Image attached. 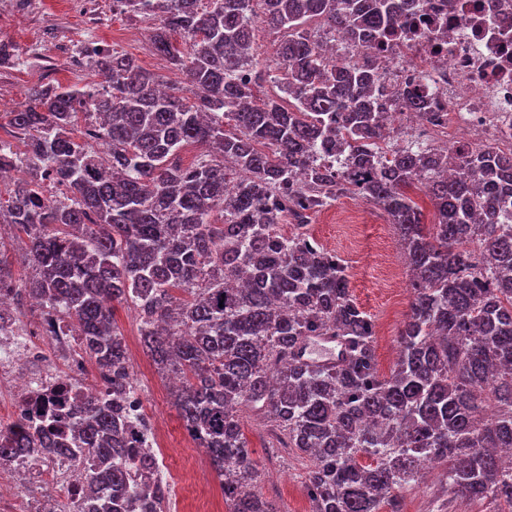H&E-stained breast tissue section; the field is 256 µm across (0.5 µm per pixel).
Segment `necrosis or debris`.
Returning a JSON list of instances; mask_svg holds the SVG:
<instances>
[{"label":"necrosis or debris","instance_id":"1","mask_svg":"<svg viewBox=\"0 0 512 512\" xmlns=\"http://www.w3.org/2000/svg\"><path fill=\"white\" fill-rule=\"evenodd\" d=\"M419 12L426 23L402 21L388 51L354 47L341 33L326 51L339 64L379 60L389 94L387 135L403 133L452 153L489 146L512 156V0H421ZM409 89L428 102V109L405 108L401 94ZM55 320V313L46 312L38 325H30L13 293L0 291V386L10 391L0 421L16 420L37 397L67 410L73 395L104 393V383H85L97 367L74 337L53 335ZM121 412L155 455H163L168 437L142 395H125ZM84 484L73 457L42 448L0 465V512H68ZM203 484L199 464L190 457L172 491L184 499L189 487ZM223 509V496L210 492L191 502L184 499L181 512Z\"/></svg>","mask_w":512,"mask_h":512}]
</instances>
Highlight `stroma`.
<instances>
[{
    "instance_id": "1",
    "label": "stroma",
    "mask_w": 512,
    "mask_h": 512,
    "mask_svg": "<svg viewBox=\"0 0 512 512\" xmlns=\"http://www.w3.org/2000/svg\"><path fill=\"white\" fill-rule=\"evenodd\" d=\"M149 27V21L143 18L114 11L112 0H0V39L12 43L26 60L22 67L0 65V90L17 105L34 84L93 83L95 77L80 52L81 46L90 41L133 56L162 84H170L174 75L167 61L155 52ZM352 211L363 219L355 232L345 222ZM309 230L324 249L336 252L347 262L352 294L377 323L378 369L389 373L397 360L395 338L409 312L411 291L400 239L388 215L359 196L348 194L318 212ZM133 365L149 367V374L138 376L137 387L169 433L161 473L166 478L179 475L190 454V440L165 385L166 376L154 368L146 351L138 352ZM242 427L259 468L257 491L275 504L278 512H304L310 505L304 491L309 460L291 450L279 466H271L264 452V424L254 411L243 410ZM448 496L444 471L437 465L425 468L419 485L398 493L402 512H436Z\"/></svg>"
}]
</instances>
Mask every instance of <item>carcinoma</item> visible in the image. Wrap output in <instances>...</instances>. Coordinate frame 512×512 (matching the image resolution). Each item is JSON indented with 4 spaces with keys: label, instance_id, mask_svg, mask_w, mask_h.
<instances>
[{
    "label": "carcinoma",
    "instance_id": "carcinoma-1",
    "mask_svg": "<svg viewBox=\"0 0 512 512\" xmlns=\"http://www.w3.org/2000/svg\"><path fill=\"white\" fill-rule=\"evenodd\" d=\"M151 22L155 51L193 97L159 89L128 54L85 44L101 79L27 88L5 113L21 140H0V168L23 172L0 201V223L26 237L29 295L78 329L106 392L77 409L55 448L80 457L92 512H130V463L156 466L114 402L129 385L116 306L133 308L157 368L183 378L175 399L191 439L224 475L228 512H277L256 492L242 430L251 409L276 443L312 459L314 512H401L395 491L444 468L453 501L512 512V156L466 150L454 176L431 147H382L387 109L368 65L338 67L324 30L379 51L416 0H112ZM277 35L281 97H261L253 26ZM182 42L172 40V34ZM252 78H242L244 69ZM111 149L105 173L93 148ZM208 151L185 164V147ZM64 188L45 196L43 184ZM424 185L430 227L409 194ZM379 206L401 237L413 298L388 375L376 324L352 298L348 266L307 233L284 236L342 195ZM221 216L216 223L215 215ZM334 336V364L302 343ZM53 417L27 436L0 433V457L41 448Z\"/></svg>",
    "mask_w": 512,
    "mask_h": 512
}]
</instances>
